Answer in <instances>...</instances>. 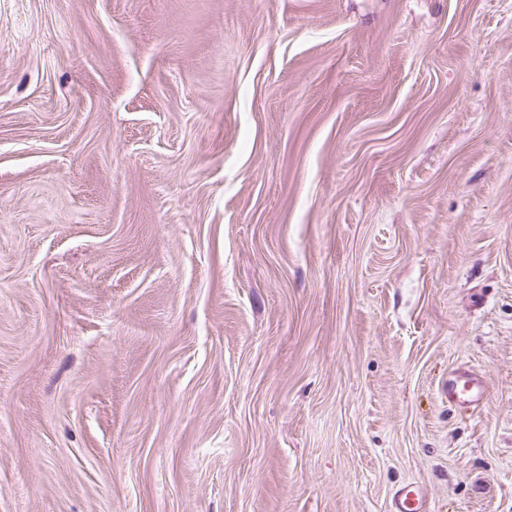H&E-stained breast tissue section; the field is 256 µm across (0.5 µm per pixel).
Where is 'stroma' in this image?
Returning a JSON list of instances; mask_svg holds the SVG:
<instances>
[{"label":"stroma","instance_id":"obj_1","mask_svg":"<svg viewBox=\"0 0 512 512\" xmlns=\"http://www.w3.org/2000/svg\"><path fill=\"white\" fill-rule=\"evenodd\" d=\"M407 483L512 512V0H0V512Z\"/></svg>","mask_w":512,"mask_h":512}]
</instances>
